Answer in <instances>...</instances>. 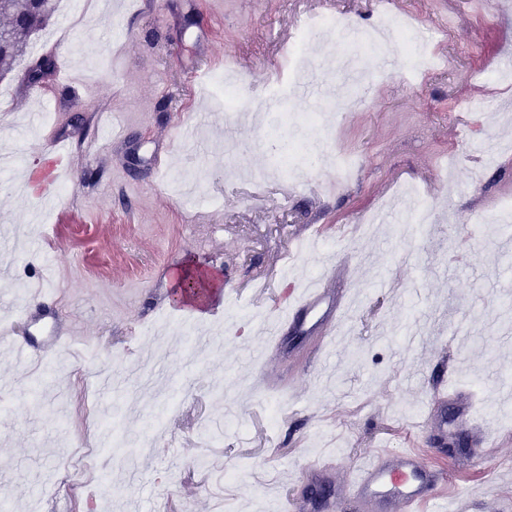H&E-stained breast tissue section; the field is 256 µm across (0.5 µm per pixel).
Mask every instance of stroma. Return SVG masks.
Returning a JSON list of instances; mask_svg holds the SVG:
<instances>
[{
    "label": "stroma",
    "mask_w": 512,
    "mask_h": 512,
    "mask_svg": "<svg viewBox=\"0 0 512 512\" xmlns=\"http://www.w3.org/2000/svg\"><path fill=\"white\" fill-rule=\"evenodd\" d=\"M393 14L435 34L431 51L444 67L412 80L402 67L363 59L370 75L364 105L337 111L330 87L344 85L338 37L315 48L299 85L324 90L323 119L305 118L297 95L281 135L307 149L356 160L338 178L331 167L292 179L263 128L225 133L223 108L205 85L231 67L241 93L267 96L279 55L294 43L298 14H349L372 25L378 0H112V9L67 28L68 0H57L50 24L33 34L12 70L0 75V146L23 155L24 178L0 177V498L14 512H100L99 478L110 480L112 512H279L320 478L335 485L356 459L379 448H413L446 475L449 495L468 497L473 512H499L512 481L481 468L461 471L401 411L426 408L442 384L475 387L484 417L512 411V228L483 223L512 191V153L486 163L467 147L492 137L512 141L501 117L512 83V0H388ZM52 56L61 75L84 68L91 99L59 88L36 91L25 69ZM465 101L470 111H457ZM113 110L130 128L92 162L76 159L68 192L44 179L45 142L67 137L73 151L101 136L100 114ZM40 113L30 128L27 113ZM205 122L206 145L184 140L176 122ZM181 163L180 180L204 197L185 210L165 173ZM413 186L432 214L415 228L407 219L359 230L364 218L390 209ZM349 259L357 304L338 326L326 356L310 357L314 316L284 335L281 367L291 390L256 389L240 347L245 312L268 322L287 308L299 282L316 275L339 288L329 265ZM192 261L225 289L208 317L173 303V280ZM55 275L41 310L66 316L82 340L50 381L19 370L18 283L40 269ZM221 325L223 339L189 346L149 330L159 319ZM162 366L148 386L99 393L108 373ZM119 411L118 435L100 439L97 416ZM330 448L333 472L319 469L315 439ZM213 462L198 467L199 458ZM75 462L74 483L55 475Z\"/></svg>",
    "instance_id": "obj_1"
}]
</instances>
